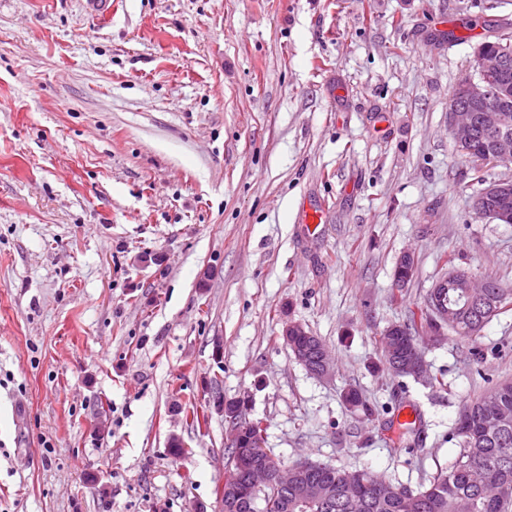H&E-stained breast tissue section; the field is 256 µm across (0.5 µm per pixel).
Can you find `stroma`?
Here are the masks:
<instances>
[{"label":"stroma","instance_id":"1","mask_svg":"<svg viewBox=\"0 0 512 512\" xmlns=\"http://www.w3.org/2000/svg\"><path fill=\"white\" fill-rule=\"evenodd\" d=\"M510 32L512 0H0V512H212L218 393L288 465L413 489L449 466L463 403L512 378V303L426 346L424 382L377 340L446 260L512 289V224L474 214L448 129L475 46ZM402 408L408 453L384 437ZM281 336L284 340L285 345L287 346L288 344L292 345L293 336H298L296 339V345L298 347V350L301 351L303 347L307 349L308 361L311 365H314L315 375L326 376L332 370V363L327 347L324 344H322L317 338H313L315 350L310 345H308L310 338H308L307 336L313 335H311L308 332L307 328L303 324L298 322H285L282 328ZM316 351L318 353L317 361H315V358L317 356Z\"/></svg>","mask_w":512,"mask_h":512}]
</instances>
